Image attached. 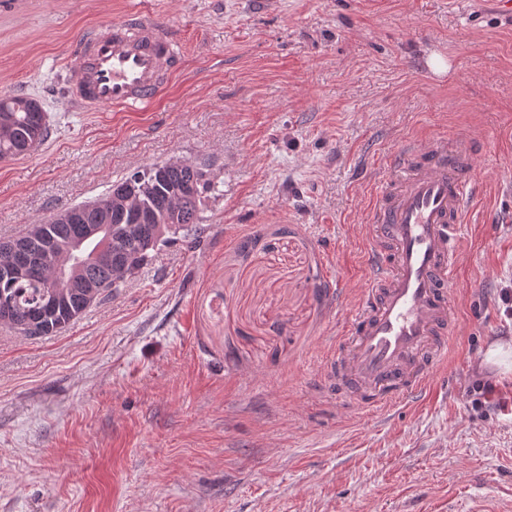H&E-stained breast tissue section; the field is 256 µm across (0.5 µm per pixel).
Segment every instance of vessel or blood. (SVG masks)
I'll return each mask as SVG.
<instances>
[{
  "label": "vessel or blood",
  "mask_w": 512,
  "mask_h": 512,
  "mask_svg": "<svg viewBox=\"0 0 512 512\" xmlns=\"http://www.w3.org/2000/svg\"><path fill=\"white\" fill-rule=\"evenodd\" d=\"M65 80L87 109H140L179 70L182 52L153 18L133 16L81 36ZM367 214L376 262L345 348L325 362L337 391L377 411L419 390L448 355V284L460 264L459 228L477 192L466 143L404 145Z\"/></svg>",
  "instance_id": "1"
}]
</instances>
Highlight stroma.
Segmentation results:
<instances>
[{"instance_id":"35a3bbf8","label":"stroma","mask_w":512,"mask_h":512,"mask_svg":"<svg viewBox=\"0 0 512 512\" xmlns=\"http://www.w3.org/2000/svg\"><path fill=\"white\" fill-rule=\"evenodd\" d=\"M145 14L183 62L136 111L62 97L68 49ZM447 68L436 72L434 57ZM50 128L0 160V239L134 171L219 192L53 336L0 323V512H512V15L496 0H0V97ZM472 146L446 363L379 412L321 369L409 141ZM489 384L493 395H480Z\"/></svg>"}]
</instances>
